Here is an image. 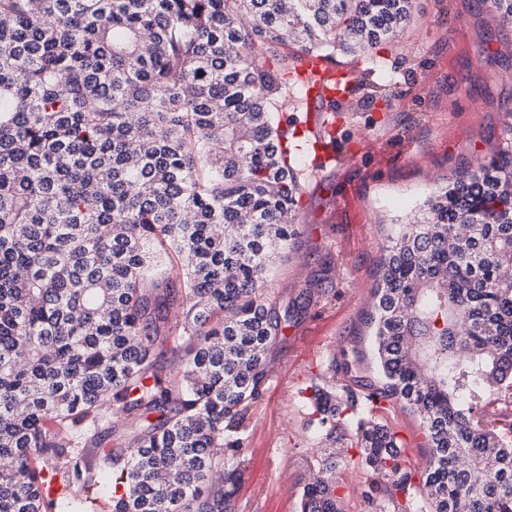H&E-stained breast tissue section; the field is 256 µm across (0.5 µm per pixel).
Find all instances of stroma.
<instances>
[{"label": "stroma", "instance_id": "35a3bbf8", "mask_svg": "<svg viewBox=\"0 0 512 512\" xmlns=\"http://www.w3.org/2000/svg\"><path fill=\"white\" fill-rule=\"evenodd\" d=\"M336 63L386 85L393 99L387 105L356 91L327 114L344 138V159L307 184L295 249L272 278L269 291L288 323L268 353L234 512H297L304 485L328 457L312 422V387L331 386L341 350H368L366 313L386 235L455 171L489 154L512 123V23L491 15L486 0H415L394 44L356 57L340 51ZM380 420L411 467L425 462L427 438L409 409L386 404ZM340 446L344 512H386L367 501L372 475L354 432Z\"/></svg>", "mask_w": 512, "mask_h": 512}]
</instances>
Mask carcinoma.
<instances>
[{
  "label": "carcinoma",
  "mask_w": 512,
  "mask_h": 512,
  "mask_svg": "<svg viewBox=\"0 0 512 512\" xmlns=\"http://www.w3.org/2000/svg\"><path fill=\"white\" fill-rule=\"evenodd\" d=\"M413 6L0 0V512H231L288 322L273 265L326 166L314 143L337 153L306 129L296 69L394 41ZM511 270L512 123L387 236L376 380L345 354L333 376L365 392L313 387L318 429L356 425L393 512H512V429L481 412L512 399ZM389 402L427 436L419 469L376 417ZM300 510L342 512L332 470Z\"/></svg>",
  "instance_id": "carcinoma-1"
}]
</instances>
